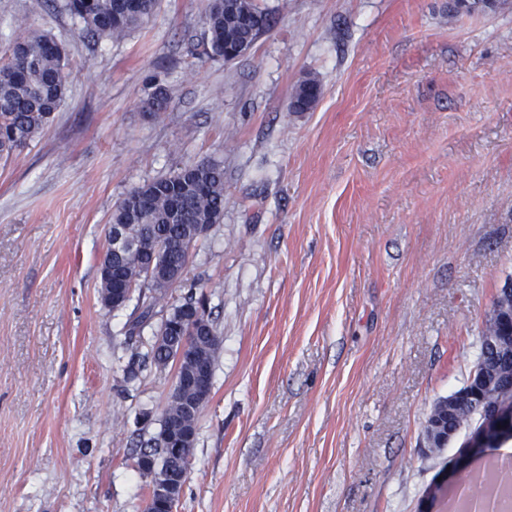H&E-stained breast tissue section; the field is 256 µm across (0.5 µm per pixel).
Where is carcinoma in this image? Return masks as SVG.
I'll use <instances>...</instances> for the list:
<instances>
[{
  "instance_id": "cac0c4a2",
  "label": "carcinoma",
  "mask_w": 512,
  "mask_h": 512,
  "mask_svg": "<svg viewBox=\"0 0 512 512\" xmlns=\"http://www.w3.org/2000/svg\"><path fill=\"white\" fill-rule=\"evenodd\" d=\"M157 0H137L129 6L124 0H64L63 8L77 28L99 40H118L147 21L155 11ZM203 54L209 59H224L228 47L254 48L267 26L266 14L254 0H207L204 12ZM71 67L64 47L47 31L30 29L0 53V157H10L27 147L51 120L65 99ZM321 96V85L314 76L303 79L294 89L290 111L308 112ZM170 96L166 90H155L145 103L146 110L159 117L167 112ZM224 218V166L211 160L187 165L170 174L145 182L113 206L109 224H124L128 234L143 242V250L164 244L173 238L197 235L200 224H220ZM186 256L169 251L158 252L152 274L148 263L138 252L125 254L117 276L139 281L140 313L128 329L132 336L156 315L171 288L170 271L179 270ZM100 296L112 310L124 309L130 301L125 297L112 304V281L100 280ZM212 336L191 339L196 359L215 368L218 348L213 338L219 335L211 324ZM146 348L142 366L159 371L176 365V372H189L191 363L176 362L182 334L168 327L163 318L156 333L140 338ZM476 361L483 373V401L497 402L502 396L503 378L512 377V343L494 338L480 339ZM192 449L175 453L164 447L158 436L151 437L138 457L141 473L151 477L149 494L154 496L148 512L156 510V495L163 488L161 474H180L189 465ZM163 460L165 472L152 468L151 459Z\"/></svg>"
}]
</instances>
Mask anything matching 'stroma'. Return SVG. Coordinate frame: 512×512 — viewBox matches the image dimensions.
I'll use <instances>...</instances> for the list:
<instances>
[{"mask_svg":"<svg viewBox=\"0 0 512 512\" xmlns=\"http://www.w3.org/2000/svg\"><path fill=\"white\" fill-rule=\"evenodd\" d=\"M255 2L269 27L227 64L202 54L206 0H160L118 42L0 0V50L22 17L72 71L0 160V512H141L175 370L142 368L99 264L122 195L210 159L224 221L167 297L206 296L221 338L176 512H417L454 457L423 428L512 276V11ZM308 74L320 99L291 112Z\"/></svg>","mask_w":512,"mask_h":512,"instance_id":"1","label":"stroma"}]
</instances>
